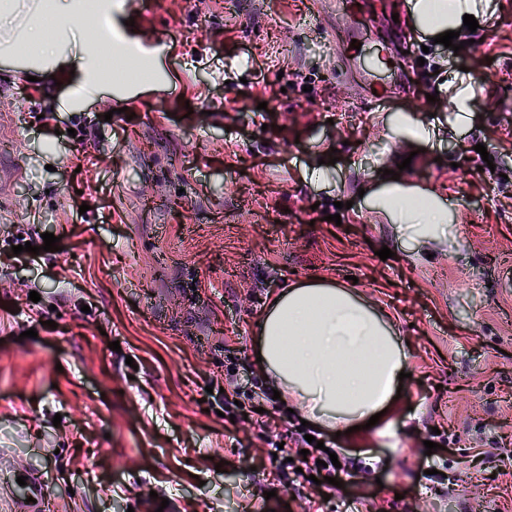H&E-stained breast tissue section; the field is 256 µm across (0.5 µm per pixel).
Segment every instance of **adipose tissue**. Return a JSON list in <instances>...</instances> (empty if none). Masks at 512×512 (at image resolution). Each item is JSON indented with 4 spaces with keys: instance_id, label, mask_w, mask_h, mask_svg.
I'll return each instance as SVG.
<instances>
[{
    "instance_id": "ef3b65f1",
    "label": "adipose tissue",
    "mask_w": 512,
    "mask_h": 512,
    "mask_svg": "<svg viewBox=\"0 0 512 512\" xmlns=\"http://www.w3.org/2000/svg\"><path fill=\"white\" fill-rule=\"evenodd\" d=\"M113 0H0V39L33 45L45 57L75 66L83 80L78 92L97 94L104 86L95 55L76 32L93 15H111ZM466 0H415L413 13L426 28L462 23ZM49 15L58 27L47 39L32 19ZM396 223L434 233L447 223L439 198L391 190L380 199ZM259 369L272 376L283 398L296 403L316 425L335 429L367 422L391 409L407 354L389 321L354 291L322 280L289 286L269 304L260 323Z\"/></svg>"
}]
</instances>
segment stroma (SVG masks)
<instances>
[{
	"label": "stroma",
	"mask_w": 512,
	"mask_h": 512,
	"mask_svg": "<svg viewBox=\"0 0 512 512\" xmlns=\"http://www.w3.org/2000/svg\"><path fill=\"white\" fill-rule=\"evenodd\" d=\"M468 4L454 54L407 0H124L137 51L78 112L80 76L0 43V256L60 239L0 265V469L48 470L53 512H301L221 390L295 456L300 413L247 380L257 324L288 285L354 276L409 377L382 424L322 431L325 512H512V0ZM401 34L407 67L367 74ZM393 169L445 201L436 239L375 208Z\"/></svg>",
	"instance_id": "obj_1"
}]
</instances>
